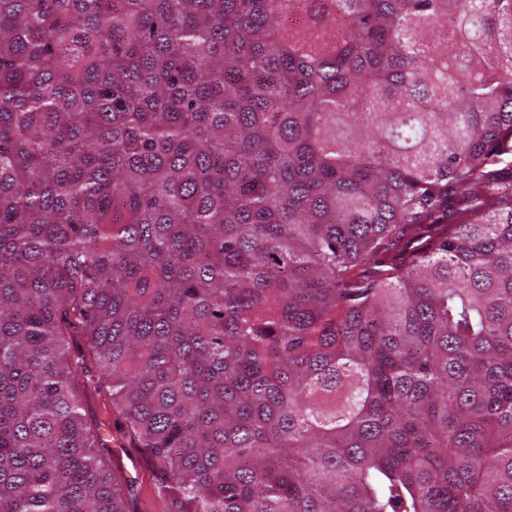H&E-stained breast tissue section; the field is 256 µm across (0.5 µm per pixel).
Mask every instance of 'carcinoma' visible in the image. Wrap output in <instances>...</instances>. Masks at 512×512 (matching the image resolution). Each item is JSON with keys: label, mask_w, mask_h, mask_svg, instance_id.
Segmentation results:
<instances>
[{"label": "carcinoma", "mask_w": 512, "mask_h": 512, "mask_svg": "<svg viewBox=\"0 0 512 512\" xmlns=\"http://www.w3.org/2000/svg\"><path fill=\"white\" fill-rule=\"evenodd\" d=\"M512 512V0H0V512ZM100 419L104 422V430L117 435L121 440L109 443L111 466L120 471L123 478L140 490L138 503L139 512H182L187 505L182 499L166 494L161 490L156 477L152 460L142 448H132L119 430V421L109 401L99 400L94 403Z\"/></svg>", "instance_id": "1"}]
</instances>
